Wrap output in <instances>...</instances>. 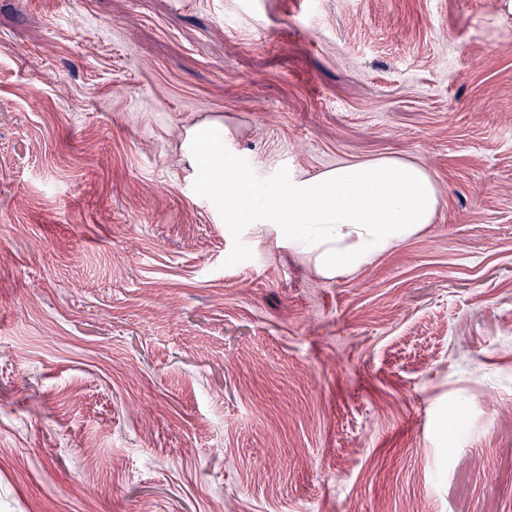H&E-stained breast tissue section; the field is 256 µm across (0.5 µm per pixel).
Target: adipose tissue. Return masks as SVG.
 I'll list each match as a JSON object with an SVG mask.
<instances>
[{
    "instance_id": "obj_1",
    "label": "adipose tissue",
    "mask_w": 512,
    "mask_h": 512,
    "mask_svg": "<svg viewBox=\"0 0 512 512\" xmlns=\"http://www.w3.org/2000/svg\"><path fill=\"white\" fill-rule=\"evenodd\" d=\"M203 175L224 196V221L272 230L313 263L321 276L351 273L411 239L433 222L436 186L421 166L397 157L294 173L251 199L248 173L224 152V136L209 133Z\"/></svg>"
}]
</instances>
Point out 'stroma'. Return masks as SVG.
Wrapping results in <instances>:
<instances>
[{"mask_svg": "<svg viewBox=\"0 0 512 512\" xmlns=\"http://www.w3.org/2000/svg\"><path fill=\"white\" fill-rule=\"evenodd\" d=\"M512 0H0V512H512ZM397 156L334 278L203 186Z\"/></svg>", "mask_w": 512, "mask_h": 512, "instance_id": "35a3bbf8", "label": "stroma"}]
</instances>
